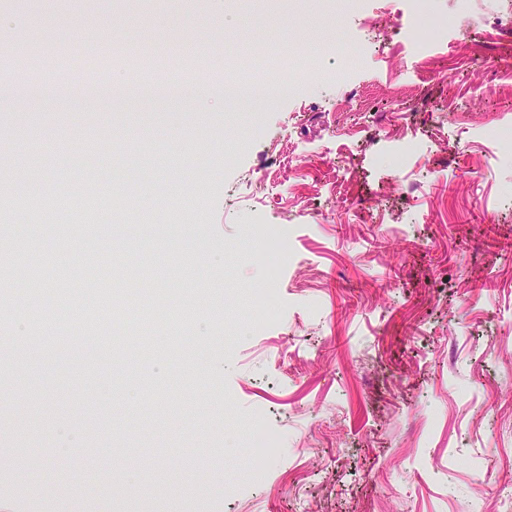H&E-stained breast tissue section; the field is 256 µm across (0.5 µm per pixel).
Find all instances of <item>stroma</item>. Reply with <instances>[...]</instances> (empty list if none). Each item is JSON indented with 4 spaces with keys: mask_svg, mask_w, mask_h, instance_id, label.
Returning <instances> with one entry per match:
<instances>
[{
    "mask_svg": "<svg viewBox=\"0 0 512 512\" xmlns=\"http://www.w3.org/2000/svg\"><path fill=\"white\" fill-rule=\"evenodd\" d=\"M430 64L405 39L408 0H288L290 88L263 100L203 91L133 98L128 81L278 71L270 0H5L44 50H141L115 102L46 75L0 126V177L58 208L0 236V336L57 310L56 263L85 279L112 256L111 335H42L0 353V512H512V0H427ZM239 67L225 70V56ZM168 57L170 70L155 67ZM359 97L345 105L344 94ZM385 109L378 125L369 114ZM270 173L263 203L228 191ZM125 199L106 224H179L183 241L53 237L87 181ZM42 251L39 303L5 258ZM153 292L130 304L141 282ZM112 457L88 478L72 440ZM69 469L76 497L57 477Z\"/></svg>",
    "mask_w": 512,
    "mask_h": 512,
    "instance_id": "35a3bbf8",
    "label": "stroma"
}]
</instances>
